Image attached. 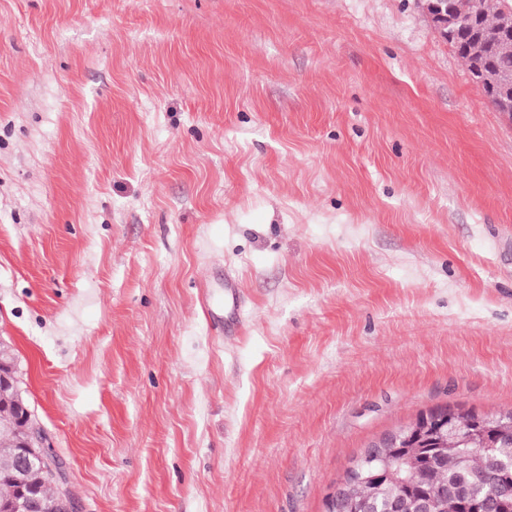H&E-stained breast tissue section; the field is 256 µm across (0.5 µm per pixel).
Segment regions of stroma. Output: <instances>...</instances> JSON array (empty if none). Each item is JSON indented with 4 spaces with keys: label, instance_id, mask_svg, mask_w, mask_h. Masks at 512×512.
Masks as SVG:
<instances>
[{
    "label": "stroma",
    "instance_id": "35a3bbf8",
    "mask_svg": "<svg viewBox=\"0 0 512 512\" xmlns=\"http://www.w3.org/2000/svg\"><path fill=\"white\" fill-rule=\"evenodd\" d=\"M0 338L83 512H325L512 408V120L417 0H0Z\"/></svg>",
    "mask_w": 512,
    "mask_h": 512
}]
</instances>
